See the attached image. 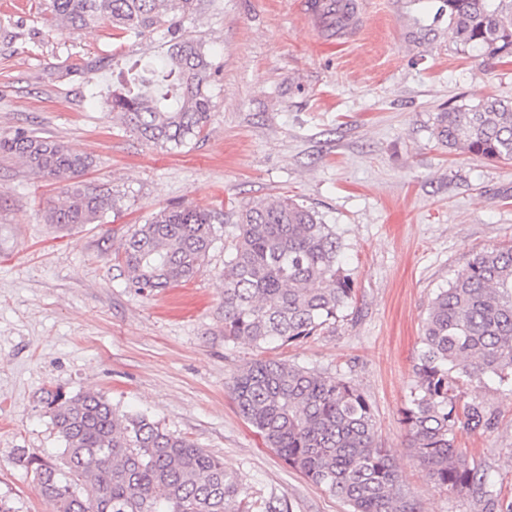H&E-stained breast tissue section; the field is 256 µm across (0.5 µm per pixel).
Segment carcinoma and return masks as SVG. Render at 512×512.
Returning <instances> with one entry per match:
<instances>
[{
	"mask_svg": "<svg viewBox=\"0 0 512 512\" xmlns=\"http://www.w3.org/2000/svg\"><path fill=\"white\" fill-rule=\"evenodd\" d=\"M448 31L463 53L488 63L512 59V0H446ZM194 0H50L76 30L108 24L146 36L162 26L169 55L144 64L110 107L146 141L177 149L207 124L211 70L202 43L168 18ZM435 135L450 149L512 160V101L488 99L437 117ZM43 176L67 181V201L49 214L58 226L92 224L108 197L75 181L92 165L56 140L23 132L0 140ZM224 214L192 206L164 208L130 230L118 260L128 286L150 294L195 279ZM224 342L256 347L297 344L336 323L353 299L336 229L291 197L257 200L224 227ZM413 365L403 423L411 459L438 486L467 493L500 512L512 501L456 446L460 430L489 428L480 403L459 405L466 381H512V247L476 253L432 299ZM231 394L242 417L289 468L350 507V512H416L399 484L398 466L374 439V415L351 381L286 361L260 359L238 372ZM65 442L62 465L25 453L56 512H288V505L240 497L237 472L145 414H118L103 395L47 391L44 399Z\"/></svg>",
	"mask_w": 512,
	"mask_h": 512,
	"instance_id": "1",
	"label": "carcinoma"
}]
</instances>
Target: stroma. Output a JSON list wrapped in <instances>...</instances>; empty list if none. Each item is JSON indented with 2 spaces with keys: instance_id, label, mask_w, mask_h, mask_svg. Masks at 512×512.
<instances>
[{
  "instance_id": "1",
  "label": "stroma",
  "mask_w": 512,
  "mask_h": 512,
  "mask_svg": "<svg viewBox=\"0 0 512 512\" xmlns=\"http://www.w3.org/2000/svg\"><path fill=\"white\" fill-rule=\"evenodd\" d=\"M359 3L361 25L347 37L321 30L301 0H195L192 12L173 13L213 63L211 112L199 135L166 150L108 104L132 61H165L166 31L72 30L49 0H0V139L25 131L90 157L80 183L114 202L94 223L56 229L47 212L65 202L62 181L0 154V498L14 512H54L16 459L59 462L64 444L43 406L56 388L149 415L236 471L245 497L348 512L239 414L233 378L262 358L352 380L419 512H483L411 461L402 411L432 298L476 252L512 245V160L448 150L437 118L512 100V63L457 50L445 0ZM282 195L346 244L355 295L317 336L261 349L225 342L220 237L191 282L150 295L128 288L116 255L134 225L181 204L232 220ZM461 400L485 404L493 425L458 432V447L512 501V385L467 383Z\"/></svg>"
}]
</instances>
